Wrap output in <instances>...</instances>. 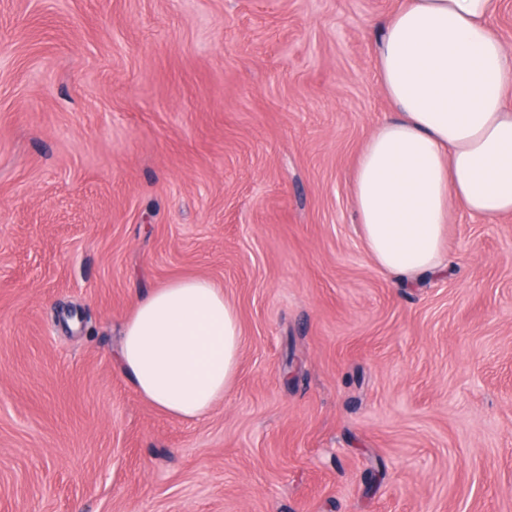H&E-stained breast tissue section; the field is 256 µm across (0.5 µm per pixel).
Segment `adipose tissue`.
Here are the masks:
<instances>
[{
	"mask_svg": "<svg viewBox=\"0 0 512 512\" xmlns=\"http://www.w3.org/2000/svg\"><path fill=\"white\" fill-rule=\"evenodd\" d=\"M498 0H405L382 23L376 76L393 109L358 159L353 199L375 266L413 281L448 267L451 207L512 214V50L491 29ZM242 331L223 289L182 278L138 298L116 356L164 414L206 417L232 386Z\"/></svg>",
	"mask_w": 512,
	"mask_h": 512,
	"instance_id": "ef3b65f1",
	"label": "adipose tissue"
}]
</instances>
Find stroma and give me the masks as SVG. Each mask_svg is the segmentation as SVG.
Listing matches in <instances>:
<instances>
[{"label": "stroma", "instance_id": "35a3bbf8", "mask_svg": "<svg viewBox=\"0 0 512 512\" xmlns=\"http://www.w3.org/2000/svg\"><path fill=\"white\" fill-rule=\"evenodd\" d=\"M404 0H0V512H512V214L380 271L352 180ZM222 288L235 383L168 417L138 297Z\"/></svg>", "mask_w": 512, "mask_h": 512}]
</instances>
